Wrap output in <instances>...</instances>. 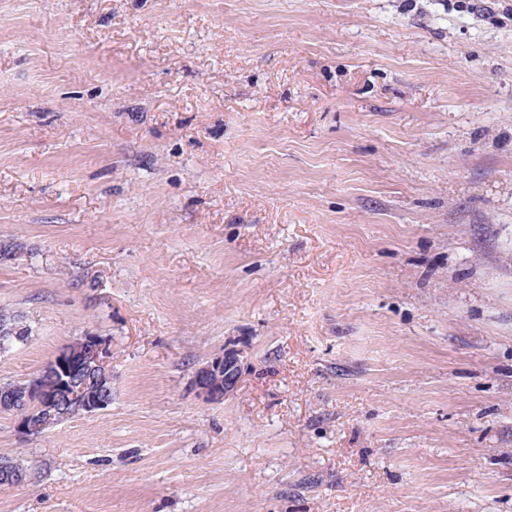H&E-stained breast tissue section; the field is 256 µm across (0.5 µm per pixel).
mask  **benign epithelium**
I'll return each mask as SVG.
<instances>
[{
    "instance_id": "1",
    "label": "benign epithelium",
    "mask_w": 512,
    "mask_h": 512,
    "mask_svg": "<svg viewBox=\"0 0 512 512\" xmlns=\"http://www.w3.org/2000/svg\"><path fill=\"white\" fill-rule=\"evenodd\" d=\"M63 358L80 362L86 373L74 380L62 372L53 378L50 385L37 388V393L45 401L46 418L57 416L62 405L76 404L87 413L101 409L112 387L108 348L98 340L86 338L81 345L65 349ZM240 379L238 359L235 354L227 353L223 358L199 368L194 385L204 400L218 402L238 389ZM24 480V473L12 462H0L1 484L15 486Z\"/></svg>"
}]
</instances>
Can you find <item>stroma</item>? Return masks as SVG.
Segmentation results:
<instances>
[{
	"label": "stroma",
	"mask_w": 512,
	"mask_h": 512,
	"mask_svg": "<svg viewBox=\"0 0 512 512\" xmlns=\"http://www.w3.org/2000/svg\"><path fill=\"white\" fill-rule=\"evenodd\" d=\"M4 243L0 512H512V0H0ZM0 340L5 339L6 341H10L13 344L15 341L17 342H26L29 338L30 332L29 328L26 325H23L20 322V318L18 315L11 314L5 310H0ZM20 329V338L17 340L12 332L13 329ZM63 358L76 360L84 366L83 378L73 380L60 370L48 386L36 387L37 393L45 401L43 406L46 418L57 416L59 406L76 404L86 413L100 410L112 387V372L109 368V352L99 340L84 337V342L74 348H66ZM241 367L235 354L227 353L196 371L194 385L200 397L218 402L238 389ZM30 383L31 379L23 382L8 383L3 386L0 385V393H4V396H6L1 399L0 395V410L10 411L12 404L11 399L8 396H17L15 402L17 411L21 414L29 415L30 419L34 420L38 424V401L32 394H26L27 387Z\"/></svg>",
	"instance_id": "1"
}]
</instances>
